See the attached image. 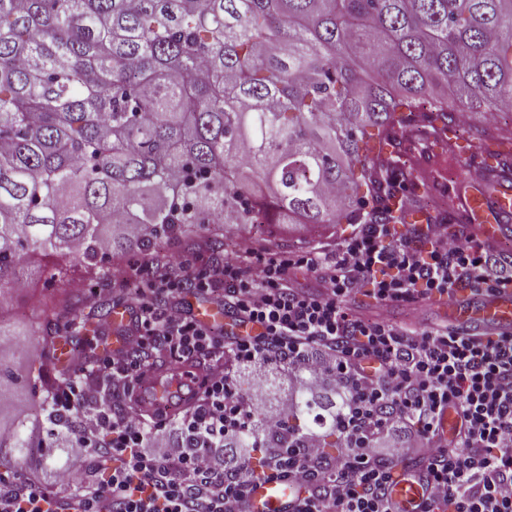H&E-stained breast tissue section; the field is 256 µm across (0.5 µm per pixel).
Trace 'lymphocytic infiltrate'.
<instances>
[{
  "label": "lymphocytic infiltrate",
  "mask_w": 512,
  "mask_h": 512,
  "mask_svg": "<svg viewBox=\"0 0 512 512\" xmlns=\"http://www.w3.org/2000/svg\"><path fill=\"white\" fill-rule=\"evenodd\" d=\"M313 276L315 289L300 274ZM132 329L96 366L74 359L69 383L40 411L71 425L69 466L50 480L0 479V512H248L255 480L302 494L290 512H401L393 485L417 460L426 470L418 512H512V331L461 332L389 317L397 304L461 300L512 289V257L444 224H361L334 251L291 257L238 250L204 266L181 255L113 267ZM372 298L375 309L356 304ZM222 300L242 328L226 335L197 320L191 298ZM208 361L189 408L145 415L122 395L158 351ZM306 368L309 383L335 379L346 407L342 446L327 454L306 436L287 456L228 472L224 438L248 422L280 430L291 402L270 405L262 385L235 389L245 366ZM458 420L440 430L445 412ZM106 475L82 470L88 456Z\"/></svg>",
  "instance_id": "f902f5d3"
}]
</instances>
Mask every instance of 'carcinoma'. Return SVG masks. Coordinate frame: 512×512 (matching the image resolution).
<instances>
[{"label": "carcinoma", "instance_id": "1", "mask_svg": "<svg viewBox=\"0 0 512 512\" xmlns=\"http://www.w3.org/2000/svg\"><path fill=\"white\" fill-rule=\"evenodd\" d=\"M512 109V0H0V280L36 256L56 277L103 293L112 319L118 252L195 247L203 224H403L412 173L367 150L423 113L424 133L457 126L451 106ZM83 289L44 328L56 384L81 335ZM297 367L282 435L253 423L226 448L342 439L343 404ZM0 449L25 457L28 418Z\"/></svg>", "mask_w": 512, "mask_h": 512}]
</instances>
